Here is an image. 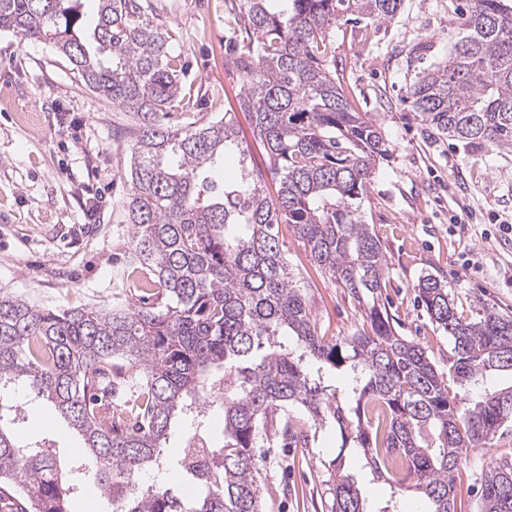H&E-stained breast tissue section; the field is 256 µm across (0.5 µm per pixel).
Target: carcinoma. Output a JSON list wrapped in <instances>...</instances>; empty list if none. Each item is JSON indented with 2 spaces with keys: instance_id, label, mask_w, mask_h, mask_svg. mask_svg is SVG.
<instances>
[{
  "instance_id": "obj_1",
  "label": "carcinoma",
  "mask_w": 512,
  "mask_h": 512,
  "mask_svg": "<svg viewBox=\"0 0 512 512\" xmlns=\"http://www.w3.org/2000/svg\"><path fill=\"white\" fill-rule=\"evenodd\" d=\"M401 0H235L239 34L228 61L241 72L242 110L280 175L271 198L248 162L231 119L169 127L168 109L183 92L169 33L150 0H0V30L49 40L91 90L136 119L130 154L133 226L129 255L137 294L110 308L53 309L0 291V508L74 512L83 477L94 475L116 512H262L254 480L259 440L303 409L317 428L340 437L328 467V512H369L354 474L353 449L393 493L411 491L426 512H455L454 474L469 451L491 444L512 422V317L485 307L458 316L448 285L418 280L420 302L452 343L448 373L479 386L463 408L419 344L394 331L380 303L385 256L354 201L370 184L389 145L355 110L325 64L327 30L352 15L374 24ZM465 34L448 61L413 85L412 105L439 134L466 145L512 152V0H471ZM237 174L217 182L225 161ZM286 222L310 248L322 273L367 302L370 330L341 340L319 335L297 274L279 243ZM136 380L123 411L102 413L99 398L123 378ZM24 383L81 436L84 461L60 466L45 444L18 437L22 414L11 389ZM224 413V439L212 466L183 476L203 485L185 499L161 485L136 492L132 478L162 462L178 417L208 431ZM480 512H512V461L489 463Z\"/></svg>"
}]
</instances>
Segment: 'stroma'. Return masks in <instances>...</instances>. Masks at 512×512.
Returning <instances> with one entry per match:
<instances>
[{"label":"stroma","instance_id":"stroma-1","mask_svg":"<svg viewBox=\"0 0 512 512\" xmlns=\"http://www.w3.org/2000/svg\"><path fill=\"white\" fill-rule=\"evenodd\" d=\"M467 2L403 0L393 19L377 25L340 20L328 50L346 96L390 146L360 203L386 259L382 300L398 334L425 348L441 369L452 344L418 298L421 276L447 281L462 319H476L487 306L512 315V153L437 134L409 102L413 83L446 62L463 35ZM152 3L155 22L181 59V82L196 91L177 99L170 124L231 115L248 158L268 189L277 188L239 105L242 75L226 61L236 22L224 0ZM133 125L131 113L89 90L53 46L0 32V290L54 309L126 300L133 283L124 209ZM92 205L97 213L86 217ZM280 241L318 333L340 339L366 327L362 304L316 270L288 224L280 226ZM21 431L50 441L62 462L83 455L48 403L28 406ZM315 432L304 448L274 434L261 440L264 512H327L326 466L339 437ZM500 459L512 460L508 424L460 466L456 512H477L480 474Z\"/></svg>","mask_w":512,"mask_h":512}]
</instances>
